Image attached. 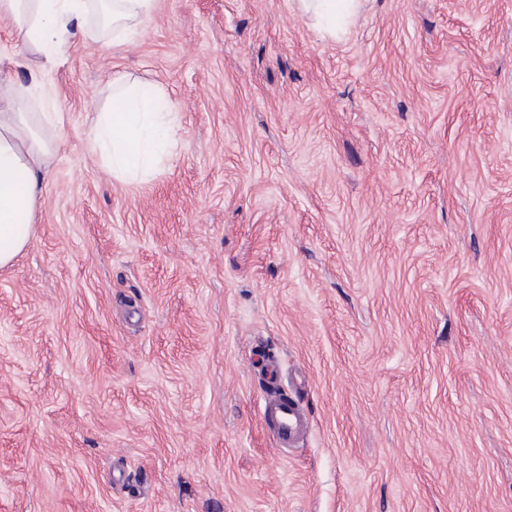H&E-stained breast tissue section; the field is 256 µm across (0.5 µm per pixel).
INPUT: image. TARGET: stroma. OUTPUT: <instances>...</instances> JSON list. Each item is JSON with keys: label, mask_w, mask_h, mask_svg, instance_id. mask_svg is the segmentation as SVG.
<instances>
[{"label": "stroma", "mask_w": 512, "mask_h": 512, "mask_svg": "<svg viewBox=\"0 0 512 512\" xmlns=\"http://www.w3.org/2000/svg\"><path fill=\"white\" fill-rule=\"evenodd\" d=\"M122 73L178 148L108 176ZM0 269V512H512V0H154L73 41ZM310 434L261 424L271 382ZM305 13H311L317 25L331 37L341 29V22L356 6V0H300Z\"/></svg>", "instance_id": "1"}]
</instances>
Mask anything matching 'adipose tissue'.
Here are the masks:
<instances>
[{
	"instance_id": "obj_1",
	"label": "adipose tissue",
	"mask_w": 512,
	"mask_h": 512,
	"mask_svg": "<svg viewBox=\"0 0 512 512\" xmlns=\"http://www.w3.org/2000/svg\"><path fill=\"white\" fill-rule=\"evenodd\" d=\"M300 3L331 35L356 6V0ZM153 5L154 0H112V16L101 24L91 19L96 0H0V20L10 22L17 41L9 68H0V268L10 265L36 234L45 174L57 153L61 118L49 109L51 69L73 37L98 45L106 33L124 34L149 20ZM30 53L44 63L24 83L15 70ZM111 88L113 99L125 106L91 113L90 150L112 178L144 181L176 147L172 115L156 92L128 88L126 76H113Z\"/></svg>"
}]
</instances>
